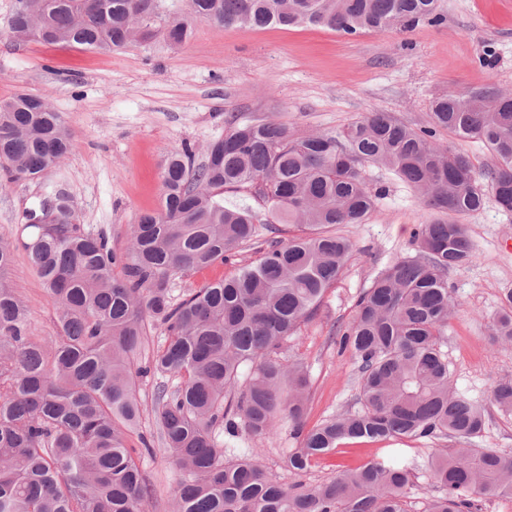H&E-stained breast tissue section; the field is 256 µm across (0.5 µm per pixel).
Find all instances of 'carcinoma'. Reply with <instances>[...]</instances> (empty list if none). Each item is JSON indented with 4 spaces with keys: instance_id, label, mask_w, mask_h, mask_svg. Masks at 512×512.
I'll list each match as a JSON object with an SVG mask.
<instances>
[{
    "instance_id": "obj_1",
    "label": "carcinoma",
    "mask_w": 512,
    "mask_h": 512,
    "mask_svg": "<svg viewBox=\"0 0 512 512\" xmlns=\"http://www.w3.org/2000/svg\"><path fill=\"white\" fill-rule=\"evenodd\" d=\"M189 15L153 32L163 0H23L9 33L15 42L66 44L110 52L157 36L180 45L196 21L216 28L311 24L355 35L421 20L437 23L436 0H188ZM447 132L452 141L442 142ZM485 145L493 165L478 173L457 145ZM76 148L46 100H0V168L33 179ZM214 158L194 164L172 148L161 172L159 209L132 225L130 245L75 223L68 192L51 190L25 215L21 245L52 302L57 335L29 336L28 308L7 282L12 247L0 242V512H142L152 488L142 469L151 444L128 437L139 425L138 382L159 376L158 439L182 471L174 512H407L411 468L396 456L336 472L330 480L285 483L254 454L227 455L221 433L264 436L288 425L298 448L288 468L344 441L397 439L461 444L433 455L426 470L441 495L423 512H478L477 502L512 498V456L475 448L485 407L450 390L442 350L454 300L448 272L468 263L475 243L463 218L479 211L486 188L512 211V94L493 86L434 98L429 120L407 126L368 112L336 133L301 136L275 121H227ZM392 173L420 192L431 218L414 232L417 253L382 269L360 295L340 345L358 367L354 413L308 429L309 373L270 357L318 311L344 274L353 243L340 224H361L382 189L364 168ZM252 187L266 207L224 205V194ZM279 228H274V225ZM254 264L175 294L189 271L230 264L261 236ZM288 236H283V233ZM163 328L145 352L146 324ZM492 342L512 345V290L491 317ZM492 403L512 414V381Z\"/></svg>"
}]
</instances>
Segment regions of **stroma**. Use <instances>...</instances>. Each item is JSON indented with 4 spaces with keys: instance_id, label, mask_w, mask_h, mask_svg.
<instances>
[{
    "instance_id": "obj_1",
    "label": "stroma",
    "mask_w": 512,
    "mask_h": 512,
    "mask_svg": "<svg viewBox=\"0 0 512 512\" xmlns=\"http://www.w3.org/2000/svg\"><path fill=\"white\" fill-rule=\"evenodd\" d=\"M15 2L0 0V100L42 96L77 143L41 179L0 185V240L15 244L8 280L21 289L30 309L29 334L40 343L55 333L53 307L16 241L25 212L53 186L66 188L81 227L106 233L122 252L140 214L159 206L166 152L185 143L194 163H204L208 146L223 137L228 115L274 120L311 135L340 130L371 111L416 126L426 121L435 97L485 84L512 93V0H438L440 23L353 36L315 26L218 29L198 22L182 46L157 39L112 53L12 42L7 28ZM365 178L383 186L385 196L365 223L339 226L355 244L347 268L316 315L276 353L281 363L298 357L308 367L310 427L358 410L357 363L341 350L338 332L352 322L361 292L377 273L412 254L413 231L429 218L417 194L392 174L369 166ZM465 222L476 256L448 275L455 307L444 351L454 387L488 408L479 447L512 455V415L491 404L495 385L512 379V345L491 344L488 336L501 294L512 288V213L489 197ZM224 446L255 453L286 483L321 482L382 453L378 442L344 443L297 474L287 466L296 446L287 426L261 438L243 431L228 435ZM402 446L414 465L407 510L422 512L436 491L424 463L452 443L406 439ZM143 468L154 488L143 512H173L179 475L167 454L155 448Z\"/></svg>"
}]
</instances>
